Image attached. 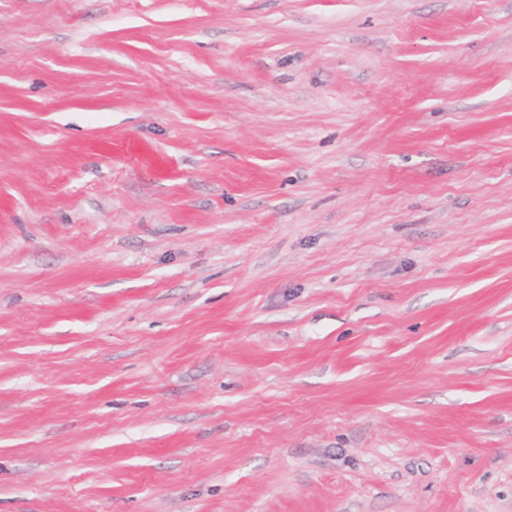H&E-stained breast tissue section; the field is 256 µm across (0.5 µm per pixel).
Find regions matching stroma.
Wrapping results in <instances>:
<instances>
[{
    "mask_svg": "<svg viewBox=\"0 0 512 512\" xmlns=\"http://www.w3.org/2000/svg\"><path fill=\"white\" fill-rule=\"evenodd\" d=\"M0 512H512V0H0Z\"/></svg>",
    "mask_w": 512,
    "mask_h": 512,
    "instance_id": "obj_1",
    "label": "stroma"
}]
</instances>
